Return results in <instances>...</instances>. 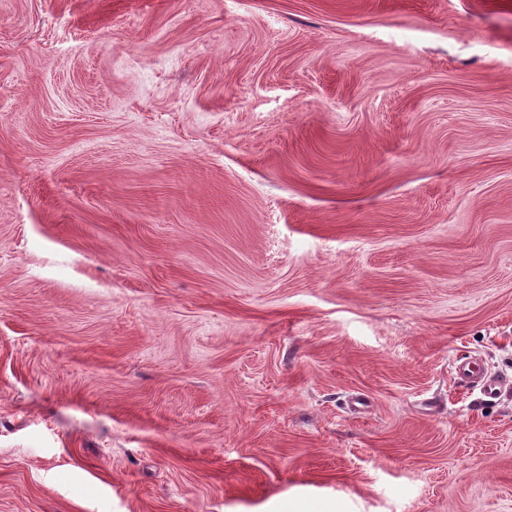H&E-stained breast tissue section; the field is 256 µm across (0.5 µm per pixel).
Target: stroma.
<instances>
[{"label":"stroma","mask_w":512,"mask_h":512,"mask_svg":"<svg viewBox=\"0 0 512 512\" xmlns=\"http://www.w3.org/2000/svg\"><path fill=\"white\" fill-rule=\"evenodd\" d=\"M0 512H512V0H0Z\"/></svg>","instance_id":"obj_1"}]
</instances>
